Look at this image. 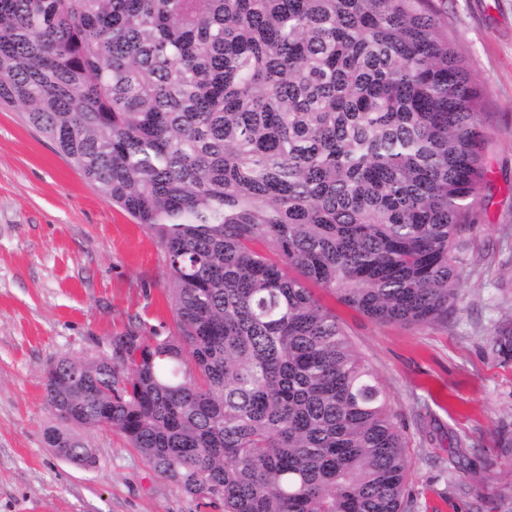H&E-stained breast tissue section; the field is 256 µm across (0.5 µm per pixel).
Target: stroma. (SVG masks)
I'll return each mask as SVG.
<instances>
[{
  "label": "stroma",
  "instance_id": "stroma-1",
  "mask_svg": "<svg viewBox=\"0 0 512 512\" xmlns=\"http://www.w3.org/2000/svg\"><path fill=\"white\" fill-rule=\"evenodd\" d=\"M448 35L484 89L490 183L444 325L378 324L322 294L379 377L406 438L413 512H495L512 481L498 452L512 428V364L487 339L512 316V0H445ZM169 269L154 236L104 200L31 129L0 109V512H217L158 476L115 430L89 438L96 465L75 467L44 441L43 374L59 356L111 353L130 327L174 330ZM494 449L456 467L457 438Z\"/></svg>",
  "mask_w": 512,
  "mask_h": 512
}]
</instances>
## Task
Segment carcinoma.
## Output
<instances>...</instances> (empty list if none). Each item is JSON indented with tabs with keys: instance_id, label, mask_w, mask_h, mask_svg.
Wrapping results in <instances>:
<instances>
[{
	"instance_id": "cac0c4a2",
	"label": "carcinoma",
	"mask_w": 512,
	"mask_h": 512,
	"mask_svg": "<svg viewBox=\"0 0 512 512\" xmlns=\"http://www.w3.org/2000/svg\"><path fill=\"white\" fill-rule=\"evenodd\" d=\"M482 98L435 0H0V105L158 239L176 316L48 368L51 452L90 469L113 428L221 512H409L387 393L314 289L462 310ZM489 345L512 363V319Z\"/></svg>"
}]
</instances>
